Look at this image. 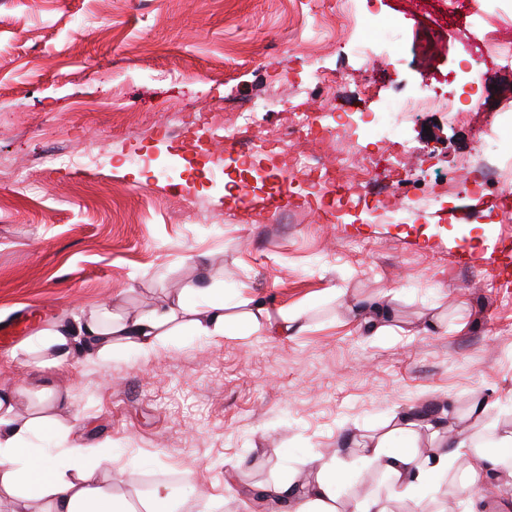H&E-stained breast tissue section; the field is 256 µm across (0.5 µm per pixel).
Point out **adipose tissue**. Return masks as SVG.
Returning a JSON list of instances; mask_svg holds the SVG:
<instances>
[{"mask_svg": "<svg viewBox=\"0 0 512 512\" xmlns=\"http://www.w3.org/2000/svg\"><path fill=\"white\" fill-rule=\"evenodd\" d=\"M299 321V316L275 315L261 305L231 316L223 300L216 298L202 305L181 299L165 308L118 318L105 306L74 322L38 331L25 351L40 362L61 364L86 352L105 356L119 347L147 353L162 337L185 330L223 336L242 325L253 331L263 323L276 335L288 336L299 330ZM422 421V415L412 408L395 416L390 430L360 444L362 459L383 471L401 499L417 505L427 485L447 472L452 449H469L459 480L461 488L472 493L469 512H512V504H493L474 493L476 487L492 480L512 485V430L491 433L489 450L476 452L468 429L446 437L435 423L431 436L439 449L423 455L412 446ZM57 425L52 406L25 419L16 410L14 393L0 392V512H180L181 501L167 486H154L144 495L117 491L122 474L113 470L104 449L70 448L71 462L64 466L56 455L28 446L34 428L51 431ZM340 479L331 462L321 465L313 477L274 485L268 493L288 501L291 512H335Z\"/></svg>", "mask_w": 512, "mask_h": 512, "instance_id": "obj_1", "label": "adipose tissue"}]
</instances>
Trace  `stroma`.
Returning a JSON list of instances; mask_svg holds the SVG:
<instances>
[{
  "label": "stroma",
  "instance_id": "1",
  "mask_svg": "<svg viewBox=\"0 0 512 512\" xmlns=\"http://www.w3.org/2000/svg\"><path fill=\"white\" fill-rule=\"evenodd\" d=\"M341 0H0V325L22 330L0 348V392L17 411L56 401L59 429L29 444L53 452L105 448L122 492L165 484L183 512H282L249 493L336 459L339 512L366 496L388 512L384 474L358 442L407 407L512 430V214L491 208L477 180L450 170L512 161V58L489 59L485 115L456 122L418 113L400 138L359 116L389 97L453 75L462 42L512 31V0H474L465 30L430 57L421 22L398 0H356V15L391 16V64L336 47ZM335 74L339 138L315 121L304 153L353 164L410 151L401 210L374 207L378 187L321 195L282 155L202 142L225 102H267L257 129L284 132L279 101L316 113L313 71ZM498 117L496 137L484 133ZM64 152V164H44ZM250 156L237 169L239 154ZM253 201L225 196V176ZM239 301L300 313L288 338L259 330L188 334L150 355L128 350L38 367L22 352L36 332L110 305L114 314L176 302L199 285ZM458 465L435 478L427 512H465Z\"/></svg>",
  "mask_w": 512,
  "mask_h": 512
}]
</instances>
